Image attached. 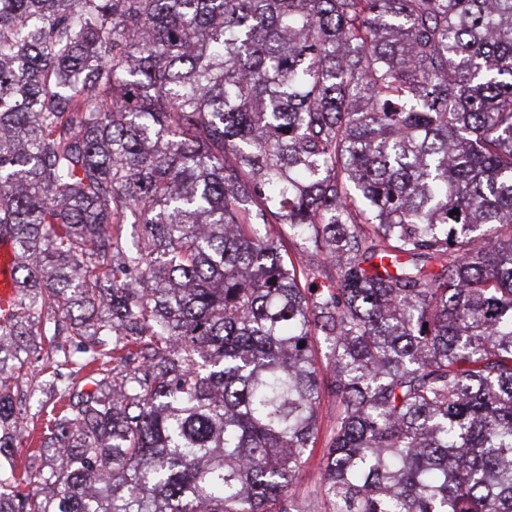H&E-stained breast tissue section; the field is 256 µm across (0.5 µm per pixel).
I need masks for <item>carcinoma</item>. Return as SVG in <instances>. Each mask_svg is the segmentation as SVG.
<instances>
[{"label":"carcinoma","instance_id":"obj_1","mask_svg":"<svg viewBox=\"0 0 512 512\" xmlns=\"http://www.w3.org/2000/svg\"><path fill=\"white\" fill-rule=\"evenodd\" d=\"M3 234L0 512H512V0H0ZM15 254L9 239L0 240V316H8L12 312L16 285L13 279ZM44 417L37 413L36 405L28 408L25 414V419L22 429L18 434L16 441V448L13 451V461L16 475L21 474L25 466L29 464V455L37 448V437L44 425Z\"/></svg>","mask_w":512,"mask_h":512}]
</instances>
